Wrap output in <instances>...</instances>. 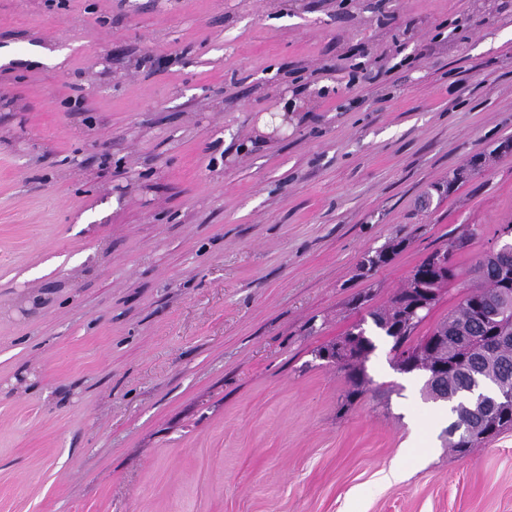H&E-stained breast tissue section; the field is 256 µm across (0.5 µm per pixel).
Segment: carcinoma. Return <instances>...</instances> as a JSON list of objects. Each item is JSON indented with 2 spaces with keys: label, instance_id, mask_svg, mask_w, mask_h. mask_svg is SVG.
<instances>
[{
  "label": "carcinoma",
  "instance_id": "carcinoma-1",
  "mask_svg": "<svg viewBox=\"0 0 512 512\" xmlns=\"http://www.w3.org/2000/svg\"><path fill=\"white\" fill-rule=\"evenodd\" d=\"M405 245L399 240L375 252L378 260L364 255L360 269L370 270L389 263L393 255ZM427 260L413 270L405 288L390 304L370 312L376 329L392 342L395 366L406 374L416 373L442 365L441 385L448 391L450 423L448 448L458 456H465L473 447L490 441L501 433L512 430V407H498L488 414L477 411L472 395L490 401L498 393L502 381L512 378V346L495 345V331L501 327L496 318L499 306L512 304V268L503 269L487 254L475 265V274L482 286L469 290L459 300L448 317L437 322L424 335H417L423 318L414 315L415 307L425 298V290L442 292L457 277L452 266L448 274L430 272ZM375 344L367 330L358 323L336 342L317 350L336 358V364L345 371L349 388L344 405H349L364 392L370 382L365 362ZM470 430L473 438L468 444L456 439L457 431Z\"/></svg>",
  "mask_w": 512,
  "mask_h": 512
}]
</instances>
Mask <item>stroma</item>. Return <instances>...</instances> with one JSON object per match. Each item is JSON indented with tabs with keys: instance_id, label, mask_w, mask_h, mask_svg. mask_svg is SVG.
Here are the masks:
<instances>
[{
	"instance_id": "stroma-1",
	"label": "stroma",
	"mask_w": 512,
	"mask_h": 512,
	"mask_svg": "<svg viewBox=\"0 0 512 512\" xmlns=\"http://www.w3.org/2000/svg\"><path fill=\"white\" fill-rule=\"evenodd\" d=\"M511 140L512 0H0V512H512V430L314 356L468 228L447 317Z\"/></svg>"
}]
</instances>
